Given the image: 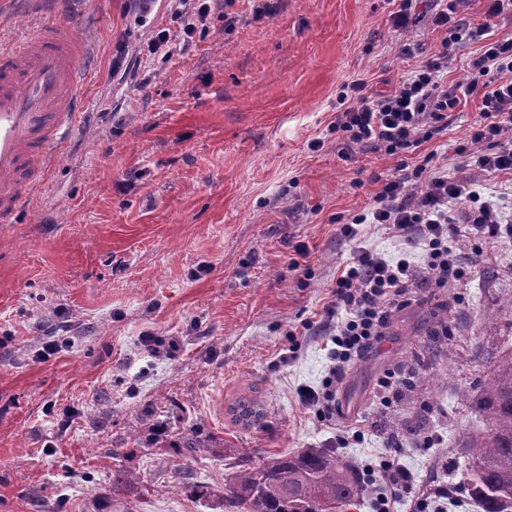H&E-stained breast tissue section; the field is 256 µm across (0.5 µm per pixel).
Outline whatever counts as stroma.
<instances>
[{"label": "stroma", "mask_w": 512, "mask_h": 512, "mask_svg": "<svg viewBox=\"0 0 512 512\" xmlns=\"http://www.w3.org/2000/svg\"><path fill=\"white\" fill-rule=\"evenodd\" d=\"M396 9L213 0L206 36L187 40L181 0L148 13L134 0H0V42L68 21L88 72L73 137L28 207L0 223V512H225L243 449L333 448L346 424L364 433L343 450L358 472L395 448L424 483L457 485L446 512H480L461 446L512 348V238H454L465 277L410 288L349 367L334 424L297 396L327 373L326 308L355 247L420 258L373 224L354 242L336 234L400 161L431 156L430 172L467 181L512 225V174L469 163L480 98L461 97L419 147L344 159V86L389 92L424 60L402 44L441 48L443 30H394ZM162 29L169 59L148 50ZM49 336L57 351L39 359ZM389 369L406 384L386 407L376 384ZM245 397L263 401L247 427L231 413ZM400 421L442 447L390 436Z\"/></svg>", "instance_id": "stroma-1"}]
</instances>
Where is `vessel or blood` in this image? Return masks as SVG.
<instances>
[{
	"label": "vessel or blood",
	"mask_w": 512,
	"mask_h": 512,
	"mask_svg": "<svg viewBox=\"0 0 512 512\" xmlns=\"http://www.w3.org/2000/svg\"><path fill=\"white\" fill-rule=\"evenodd\" d=\"M87 51L59 21L0 47V223L30 201L75 121Z\"/></svg>",
	"instance_id": "1"
}]
</instances>
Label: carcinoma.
I'll return each mask as SVG.
<instances>
[{
    "label": "carcinoma",
    "instance_id": "obj_1",
    "mask_svg": "<svg viewBox=\"0 0 512 512\" xmlns=\"http://www.w3.org/2000/svg\"><path fill=\"white\" fill-rule=\"evenodd\" d=\"M486 428L467 437L463 448L474 460L466 483L482 512H512V352L484 384ZM262 410L256 398L242 400L238 419L248 422ZM226 505L250 512H349L365 488L359 475L334 449L306 448L292 456L265 455L259 466L237 463Z\"/></svg>",
    "mask_w": 512,
    "mask_h": 512
}]
</instances>
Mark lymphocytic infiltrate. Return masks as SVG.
<instances>
[{
  "instance_id": "f902f5d3",
  "label": "lymphocytic infiltrate",
  "mask_w": 512,
  "mask_h": 512,
  "mask_svg": "<svg viewBox=\"0 0 512 512\" xmlns=\"http://www.w3.org/2000/svg\"><path fill=\"white\" fill-rule=\"evenodd\" d=\"M430 7L417 12V0H401L391 16L394 28L409 31L420 22L448 32L441 50L427 59L413 74L389 93L365 95L361 84L346 85L349 105L336 118V132L346 150L374 143L391 154L400 153L427 139L431 123L442 121L459 103L455 90L444 86L441 71L447 67L455 45L483 41L480 56L470 62L471 78L465 93L480 98L483 121L473 134L474 141L486 143L476 153L475 164L490 172H512V143L502 141L504 128L512 125V81L490 86L491 72L512 73V40L494 39L488 26L474 27L456 16L454 0H428ZM412 176L384 183L368 211L343 222L339 234L352 240L360 224L388 226L397 237L420 248L422 265H415L407 253L390 258L370 248L357 247L350 262L336 279L332 296L344 318L330 335V365L320 388L300 392L303 408L320 421H332L339 409L340 384L351 363L385 334L392 313L408 303V290L417 277L436 288L463 278L464 264L449 245L465 231L483 235L496 233L498 216L493 205L480 201L467 182L451 181L442 175L430 177L424 192L412 195ZM371 483L380 486L376 512H394L405 502L410 512H428L431 500L455 497V486L440 485L423 490L416 475L396 455L386 454L378 466L369 467Z\"/></svg>"
}]
</instances>
